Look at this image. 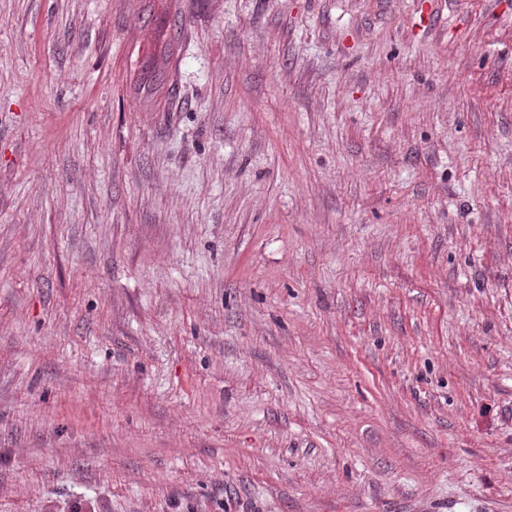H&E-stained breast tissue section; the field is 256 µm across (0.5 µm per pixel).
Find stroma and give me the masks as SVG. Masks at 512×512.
<instances>
[{
  "label": "stroma",
  "mask_w": 512,
  "mask_h": 512,
  "mask_svg": "<svg viewBox=\"0 0 512 512\" xmlns=\"http://www.w3.org/2000/svg\"><path fill=\"white\" fill-rule=\"evenodd\" d=\"M76 503L512 512V0H0V512Z\"/></svg>",
  "instance_id": "obj_1"
}]
</instances>
